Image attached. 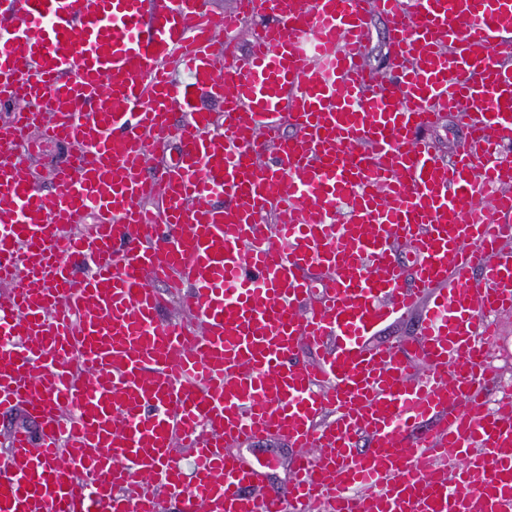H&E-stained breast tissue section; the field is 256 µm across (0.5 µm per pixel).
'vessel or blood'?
I'll use <instances>...</instances> for the list:
<instances>
[{
    "instance_id": "1",
    "label": "vessel or blood",
    "mask_w": 512,
    "mask_h": 512,
    "mask_svg": "<svg viewBox=\"0 0 512 512\" xmlns=\"http://www.w3.org/2000/svg\"><path fill=\"white\" fill-rule=\"evenodd\" d=\"M0 106V512H512V0H7ZM388 21L382 17H374L372 21V34L367 46V58L371 66L382 73L387 70V42L386 31ZM425 138L439 156H449L461 143L462 134L446 112L434 128L425 132ZM70 146L55 144L48 147L42 154L30 159L25 166L28 170L29 180L39 182L47 190L53 191L51 185L52 169L64 162L70 154ZM422 309L404 316L399 321L391 324L380 334L381 339L399 343L402 351L410 357H415L414 342L418 339V321ZM490 364L498 371L505 385H512V316L502 321V335L493 348ZM242 454L250 461L261 460L267 465L269 484L279 487L288 481L290 468L298 451L286 444L268 439L250 448H244Z\"/></svg>"
}]
</instances>
